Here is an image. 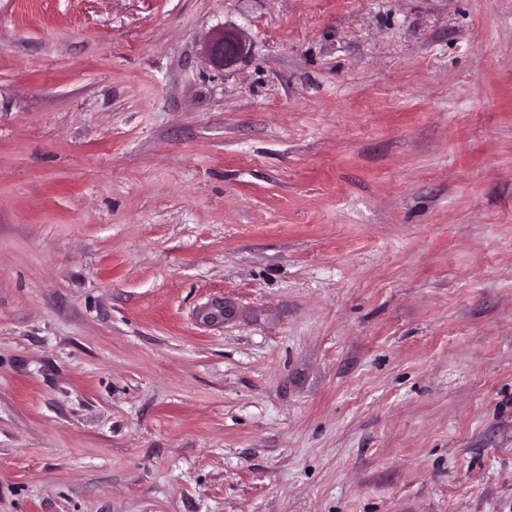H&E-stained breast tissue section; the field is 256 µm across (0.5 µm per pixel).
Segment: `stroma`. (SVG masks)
<instances>
[{
	"mask_svg": "<svg viewBox=\"0 0 512 512\" xmlns=\"http://www.w3.org/2000/svg\"><path fill=\"white\" fill-rule=\"evenodd\" d=\"M0 512H512V0H0ZM245 51V43L234 33L222 31L208 43L206 53L218 70L236 61Z\"/></svg>",
	"mask_w": 512,
	"mask_h": 512,
	"instance_id": "1",
	"label": "stroma"
}]
</instances>
